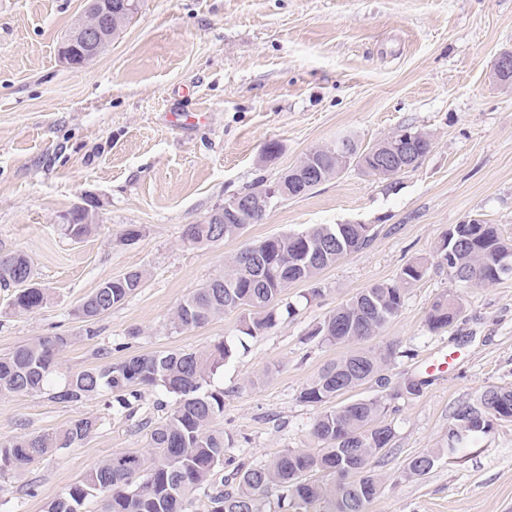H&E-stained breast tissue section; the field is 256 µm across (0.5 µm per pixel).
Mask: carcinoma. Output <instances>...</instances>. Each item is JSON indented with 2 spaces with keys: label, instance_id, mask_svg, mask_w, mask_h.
Listing matches in <instances>:
<instances>
[{
  "label": "carcinoma",
  "instance_id": "cac0c4a2",
  "mask_svg": "<svg viewBox=\"0 0 512 512\" xmlns=\"http://www.w3.org/2000/svg\"><path fill=\"white\" fill-rule=\"evenodd\" d=\"M313 162L329 177L348 166L329 149L315 153ZM93 206H74L64 213L63 230L80 241L97 227ZM220 224L222 238L238 237L247 225L261 221L236 210L225 211ZM212 224L189 225L186 238L193 244L219 241ZM370 224H319L289 231L253 243L225 265L224 275L192 292L171 314L169 323L178 330L202 327L227 312L241 311L239 332L255 337L274 328L284 316L295 313L285 292L295 283L315 281L320 271L347 254L368 245ZM448 272L453 283L485 286L512 277V240L494 224H456L443 235L432 254L402 267L392 282L373 284L340 305L310 336L323 344H350L340 359L326 364L300 392V401L321 408L312 424L313 437L323 445L317 452L287 449L259 463H235L233 448L224 438V390L211 387V377L232 358L234 347L220 340L203 350H163L110 361L108 348L97 352L103 362L79 371H63L58 354L69 337L56 334L34 338L0 356V395L33 394L44 390L61 403H81L111 395L129 409L142 398L144 389H160L172 402L159 399L154 408L163 412L157 420L141 423L147 429V447L114 452L70 484L48 503L46 512H85L98 500V512H192L195 503L207 501L204 512H271V497L279 508L309 512L318 504L322 512H368L379 496L383 478L371 468L372 460L386 456L394 433L385 423L383 397L358 399L343 405L336 399L356 387L373 382L388 384L383 374L394 355L389 345L368 346L380 336L404 304L407 291L417 285L430 266ZM147 277L143 269H131L101 283L76 310L92 325L132 297ZM0 288L11 291L8 306L32 311L47 301L44 288L36 287L27 257L19 252L0 254ZM464 311L462 298L448 292L432 303L427 325L432 331L451 326ZM512 418V386L490 387L476 403L458 408L454 430L470 435L490 428L492 421ZM97 420L78 417L52 432L20 435L0 440V474L27 466L35 459L81 444L95 429ZM448 448L428 449L412 457L403 471L417 479L432 469L431 462ZM355 465L354 477L344 488L330 476L312 474L334 469L340 463ZM232 467L224 474V466Z\"/></svg>",
  "mask_w": 512,
  "mask_h": 512
}]
</instances>
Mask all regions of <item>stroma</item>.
<instances>
[{
    "label": "stroma",
    "mask_w": 512,
    "mask_h": 512,
    "mask_svg": "<svg viewBox=\"0 0 512 512\" xmlns=\"http://www.w3.org/2000/svg\"><path fill=\"white\" fill-rule=\"evenodd\" d=\"M85 0H0V253L29 260L48 301L11 309L0 290V355L40 336L71 339L63 368L228 339L235 353L212 379L224 390L225 437L249 462L287 448L316 450L318 407L299 394L346 355L309 331L363 288L393 281L449 228L481 221L512 239V84L495 78L512 50V0H143L106 51L80 68L58 57ZM428 132L433 148L390 179L345 169L305 195L274 201L243 235L191 244L198 224L237 195L274 185L307 152L355 135L361 145L401 127ZM280 154L265 159L269 142ZM92 203L99 227L75 242L59 216ZM316 224H370V244L286 295L297 311L269 332L237 333L239 312L171 329L187 296L224 271L246 245ZM136 240H126L128 229ZM141 268L137 293L113 307L87 339L75 311L101 282ZM321 290L309 294L310 287ZM454 289L429 268L378 338L392 345L393 450L372 466L384 477L368 512H512V422L439 458L408 480L409 458L440 446L454 413L487 387L512 386V278L458 290L464 312L448 331L426 324L432 302ZM138 337H130V330ZM448 355L447 373L427 361ZM162 393L134 409L102 399L62 404L49 393L0 397V439L53 431L79 416L98 428L0 476V512H45L68 485L113 452L146 445L141 424ZM38 493H25L28 484Z\"/></svg>",
    "instance_id": "obj_1"
}]
</instances>
